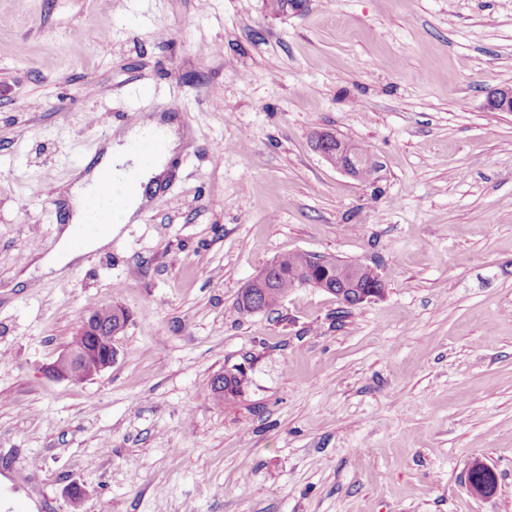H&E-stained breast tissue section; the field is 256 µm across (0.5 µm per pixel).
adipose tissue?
Returning a JSON list of instances; mask_svg holds the SVG:
<instances>
[{
  "label": "adipose tissue",
  "instance_id": "adipose-tissue-1",
  "mask_svg": "<svg viewBox=\"0 0 512 512\" xmlns=\"http://www.w3.org/2000/svg\"><path fill=\"white\" fill-rule=\"evenodd\" d=\"M152 125V120L148 119L127 130L106 146L104 155L91 171L76 172L68 193L73 211L71 222L62 230L55 248L41 259L42 271L61 270L85 253L107 246L120 233L124 224L137 219L138 212L146 201L147 189L157 183L173 150L180 143L175 125L162 123L163 135L153 163L148 166L139 165L131 154L129 145L141 138ZM127 172L133 173L136 180V190L131 194L126 193L117 181L118 175ZM106 180L113 183L112 195L103 199L98 195L97 187ZM95 207L100 210V222L105 225L106 230L101 234H83L82 228L88 224L91 210Z\"/></svg>",
  "mask_w": 512,
  "mask_h": 512
}]
</instances>
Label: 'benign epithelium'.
Here are the masks:
<instances>
[{
    "instance_id": "7a95c632",
    "label": "benign epithelium",
    "mask_w": 512,
    "mask_h": 512,
    "mask_svg": "<svg viewBox=\"0 0 512 512\" xmlns=\"http://www.w3.org/2000/svg\"><path fill=\"white\" fill-rule=\"evenodd\" d=\"M488 105L499 112H512V87L501 88L488 97ZM316 141L320 143L318 151L333 168L352 177H358L361 170L370 165V162L359 159L354 153L350 143L336 134L321 131L316 135ZM322 269L329 270L336 266V281L338 292L334 293L336 299L344 300L343 292L356 291L358 301L356 305L370 302L381 295V281L375 271L368 265L353 263L350 266L336 264L329 259H315ZM122 330H114L110 327H101L97 321L90 317L82 326L81 335L85 336L83 348L74 352L66 350L47 367L49 375L60 380L71 379L70 367L75 359H80L85 364L84 379H91L102 371L112 366L115 362L118 350L116 347L117 336Z\"/></svg>"
}]
</instances>
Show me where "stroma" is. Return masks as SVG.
Listing matches in <instances>:
<instances>
[{
	"label": "stroma",
	"mask_w": 512,
	"mask_h": 512,
	"mask_svg": "<svg viewBox=\"0 0 512 512\" xmlns=\"http://www.w3.org/2000/svg\"><path fill=\"white\" fill-rule=\"evenodd\" d=\"M510 84L512 0H0V512H512V112L487 107ZM151 115L186 137L146 213L27 277L62 223L45 187ZM293 251L383 293L240 313ZM112 302V367L50 377ZM335 139L336 144L328 149L330 142ZM315 141L320 143L316 148L324 160L333 168L357 178L362 169L370 166L371 162L359 160V156L354 153L350 143L347 140L339 138L336 134L328 131H321L316 135ZM363 273H367L369 276V286H362L360 283V276ZM336 277H339V280H336ZM332 281L336 282V288H325V289H334L336 293L329 292L328 293L334 295L337 300L343 301V293L344 291H356L358 301L355 306H359L365 302H371L374 298L381 295V291L378 290L381 288V281L379 276L375 273V271L368 265H364L362 263L354 262L352 266H343L342 264L336 261V268L332 271L331 274ZM358 288H369L364 292L357 290ZM338 289H343L338 291ZM220 377L223 378V385L220 386L222 392H219L218 388L215 387L214 378L211 380V390L220 400L230 401L235 399L247 384L246 373L243 371L237 374H220Z\"/></svg>",
	"instance_id": "obj_1"
}]
</instances>
